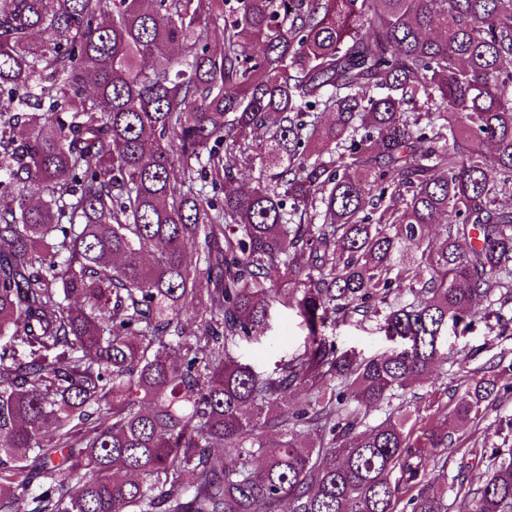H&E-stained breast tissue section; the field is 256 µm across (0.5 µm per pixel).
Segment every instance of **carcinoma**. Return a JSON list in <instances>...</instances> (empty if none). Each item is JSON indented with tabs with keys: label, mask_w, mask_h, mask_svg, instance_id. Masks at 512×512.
<instances>
[{
	"label": "carcinoma",
	"mask_w": 512,
	"mask_h": 512,
	"mask_svg": "<svg viewBox=\"0 0 512 512\" xmlns=\"http://www.w3.org/2000/svg\"><path fill=\"white\" fill-rule=\"evenodd\" d=\"M9 189L0 512H512V418L482 486L427 481L495 371L417 436L392 407L448 323L512 304V0H0ZM282 290L308 345L258 371L232 347ZM370 313L407 346L337 353Z\"/></svg>",
	"instance_id": "1"
}]
</instances>
